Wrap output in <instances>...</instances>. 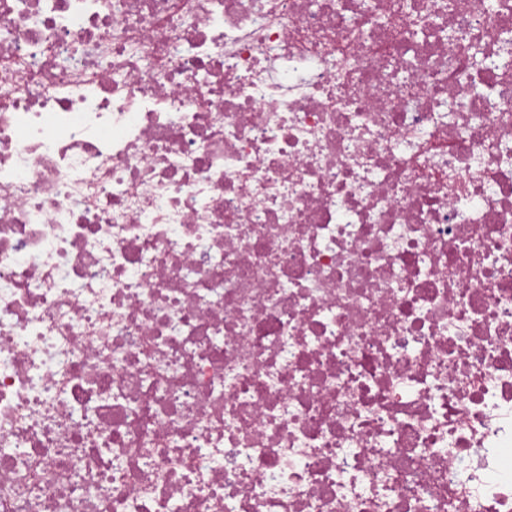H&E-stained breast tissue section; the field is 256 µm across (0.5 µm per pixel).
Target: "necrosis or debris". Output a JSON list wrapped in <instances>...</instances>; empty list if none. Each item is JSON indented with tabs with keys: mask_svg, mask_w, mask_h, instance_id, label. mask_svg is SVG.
Returning <instances> with one entry per match:
<instances>
[{
	"mask_svg": "<svg viewBox=\"0 0 512 512\" xmlns=\"http://www.w3.org/2000/svg\"><path fill=\"white\" fill-rule=\"evenodd\" d=\"M0 512H512V0H0Z\"/></svg>",
	"mask_w": 512,
	"mask_h": 512,
	"instance_id": "obj_1",
	"label": "necrosis or debris"
}]
</instances>
